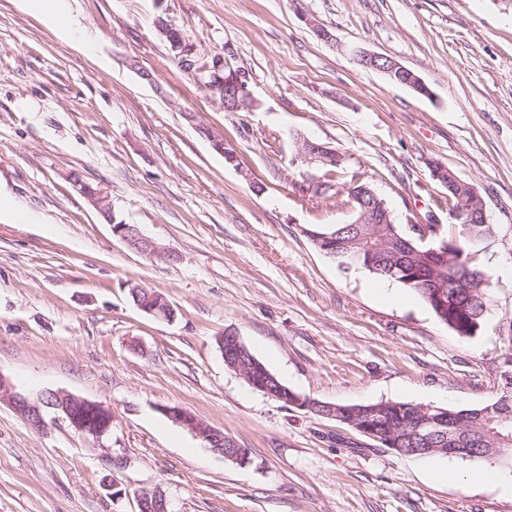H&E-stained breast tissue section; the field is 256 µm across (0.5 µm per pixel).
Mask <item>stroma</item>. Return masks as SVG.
<instances>
[{"label":"stroma","instance_id":"1","mask_svg":"<svg viewBox=\"0 0 512 512\" xmlns=\"http://www.w3.org/2000/svg\"><path fill=\"white\" fill-rule=\"evenodd\" d=\"M0 0V375L112 410L106 447L65 422L32 429L0 404V512H512V495L443 481L446 457L405 456L276 401L230 370L236 333L290 390L345 405L482 408L503 394L512 321V5L505 0ZM198 53L245 72L259 107L227 112L180 70L157 17ZM318 21L335 45L318 41ZM392 57L432 92L359 66ZM208 125L238 165L201 138ZM344 162L333 192L303 194L293 133ZM439 162L482 197L493 266L480 331L457 336L411 290L326 257L308 230L351 217L364 183L397 223L448 221ZM163 250L113 234L71 176ZM31 223L18 224L13 209ZM137 285L173 320L140 311ZM193 412L248 451L231 463L164 407Z\"/></svg>","mask_w":512,"mask_h":512}]
</instances>
